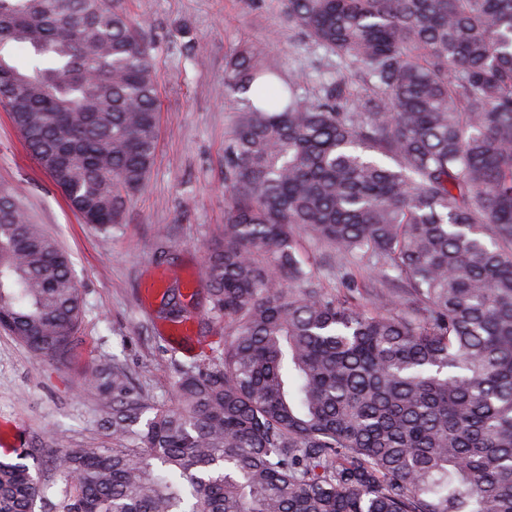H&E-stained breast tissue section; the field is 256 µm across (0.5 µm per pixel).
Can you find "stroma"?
Returning a JSON list of instances; mask_svg holds the SVG:
<instances>
[{"instance_id":"stroma-1","label":"stroma","mask_w":512,"mask_h":512,"mask_svg":"<svg viewBox=\"0 0 512 512\" xmlns=\"http://www.w3.org/2000/svg\"><path fill=\"white\" fill-rule=\"evenodd\" d=\"M129 23L155 47L159 134L145 188L122 224L99 231L84 224L50 175L30 155L8 112L0 110V185L14 189L28 212L69 254L84 314L69 359L32 354L0 332V460L15 448H108L107 409L85 376L119 363L154 401L174 402L177 366L201 347L169 334L145 299L149 280L173 272L203 281L206 247L224 222V144L241 95L224 83L226 58L240 45L265 46L267 64L289 77L306 73L304 93L320 95L343 73L351 95L363 85L354 69L299 36L283 0H118ZM195 39L185 53L183 30ZM164 233L165 255L154 250Z\"/></svg>"}]
</instances>
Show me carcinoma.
<instances>
[{
  "instance_id": "carcinoma-1",
  "label": "carcinoma",
  "mask_w": 512,
  "mask_h": 512,
  "mask_svg": "<svg viewBox=\"0 0 512 512\" xmlns=\"http://www.w3.org/2000/svg\"><path fill=\"white\" fill-rule=\"evenodd\" d=\"M355 65L302 95L247 43L208 245L207 321L176 403L115 365L86 376L110 448L47 451L51 496L0 462V512H512V0H284ZM31 50L28 68L13 63ZM0 106L83 222H123L158 139L152 45L112 0H0ZM358 265L328 288L296 237ZM69 256L0 187V330L67 360L82 317ZM158 317L190 316L183 287Z\"/></svg>"
}]
</instances>
